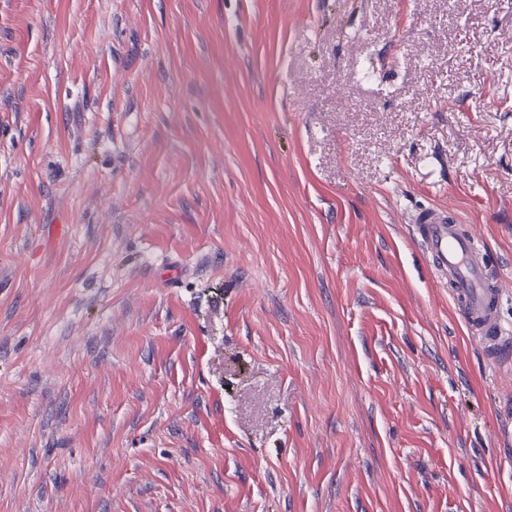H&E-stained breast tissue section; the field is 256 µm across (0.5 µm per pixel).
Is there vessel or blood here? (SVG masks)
<instances>
[{"label": "vessel or blood", "mask_w": 512, "mask_h": 512, "mask_svg": "<svg viewBox=\"0 0 512 512\" xmlns=\"http://www.w3.org/2000/svg\"><path fill=\"white\" fill-rule=\"evenodd\" d=\"M414 222L417 242L448 285V295L467 329L478 335L494 361L512 355V330L500 321L503 290L487 267L481 249L446 210L420 211Z\"/></svg>", "instance_id": "1"}]
</instances>
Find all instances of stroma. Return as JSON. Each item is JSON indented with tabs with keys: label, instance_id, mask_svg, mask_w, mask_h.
<instances>
[{
	"label": "stroma",
	"instance_id": "1",
	"mask_svg": "<svg viewBox=\"0 0 512 512\" xmlns=\"http://www.w3.org/2000/svg\"><path fill=\"white\" fill-rule=\"evenodd\" d=\"M497 0H0V512H512ZM414 223L417 242L448 284V295L464 325L478 335L491 360H506L512 336L500 321L503 290L473 236L446 209L422 210Z\"/></svg>",
	"mask_w": 512,
	"mask_h": 512
}]
</instances>
